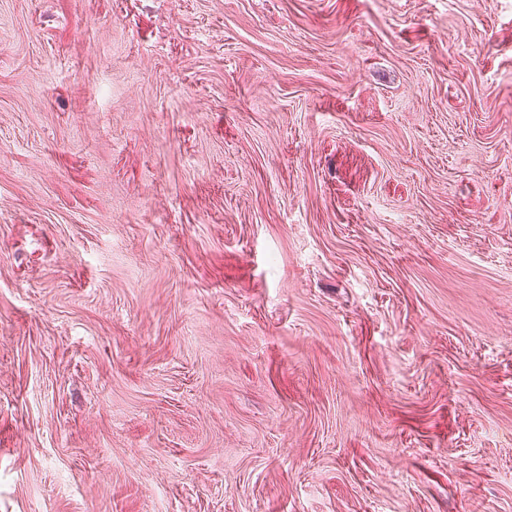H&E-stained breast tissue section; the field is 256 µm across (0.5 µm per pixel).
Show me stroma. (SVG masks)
<instances>
[{
  "label": "stroma",
  "mask_w": 512,
  "mask_h": 512,
  "mask_svg": "<svg viewBox=\"0 0 512 512\" xmlns=\"http://www.w3.org/2000/svg\"><path fill=\"white\" fill-rule=\"evenodd\" d=\"M0 512H512V0H0Z\"/></svg>",
  "instance_id": "1"
}]
</instances>
